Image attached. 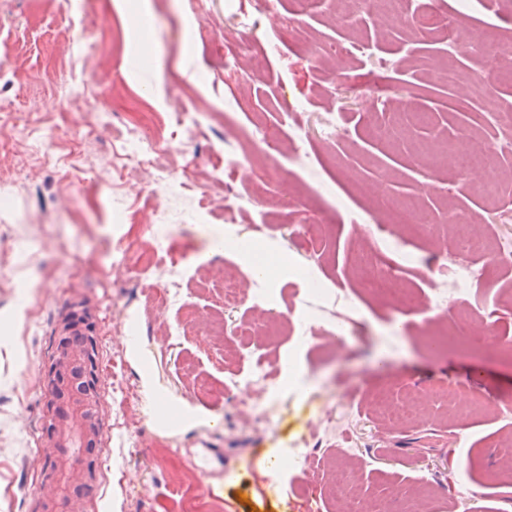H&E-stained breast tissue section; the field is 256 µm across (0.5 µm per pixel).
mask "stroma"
<instances>
[{
  "label": "stroma",
  "instance_id": "35a3bbf8",
  "mask_svg": "<svg viewBox=\"0 0 512 512\" xmlns=\"http://www.w3.org/2000/svg\"><path fill=\"white\" fill-rule=\"evenodd\" d=\"M458 24L466 45L369 15L358 0H0V512H35L46 494L42 466L44 374L62 314L86 303L100 377L102 438L88 512H156L159 502L199 494L194 468L170 456L195 439L223 449L214 481L222 512H512V265H494L439 319L416 309L427 282L452 278L460 258L448 227L476 220L489 242L512 245V83L495 74L512 49V0L470 10L461 0H413ZM248 44L261 68L236 67ZM346 57L333 52L336 44ZM83 87L81 103L70 102ZM342 117L335 140L320 137L329 106ZM185 112L155 168L128 160L131 135ZM56 146L45 153L42 135ZM480 135L490 147L493 198L467 173L430 167L423 141ZM248 158L263 201L225 207L222 160ZM409 201L428 226L391 223L359 190ZM330 185L332 195L322 192ZM179 263L181 295L157 305L146 242ZM285 254L270 280L274 322L255 335L247 299L224 301V275L252 273L217 235ZM412 259L400 281L417 307L398 308L381 273L387 241ZM128 250L129 267L112 256ZM305 268L322 291L310 296ZM345 313L349 338L332 337ZM496 329L482 342L477 314ZM311 315L322 333L302 341ZM296 374L249 420L256 388H234L259 356ZM150 371L165 395L205 418L184 427L150 413L140 391ZM352 449L342 458L338 447ZM311 448L307 468L270 477L264 462Z\"/></svg>",
  "mask_w": 512,
  "mask_h": 512
}]
</instances>
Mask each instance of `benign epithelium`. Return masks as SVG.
<instances>
[{"instance_id":"benign-epithelium-1","label":"benign epithelium","mask_w":512,"mask_h":512,"mask_svg":"<svg viewBox=\"0 0 512 512\" xmlns=\"http://www.w3.org/2000/svg\"><path fill=\"white\" fill-rule=\"evenodd\" d=\"M94 348V325L87 309L65 314L45 375L42 482L48 492L36 512H88L84 490L96 482L92 449L102 437ZM75 447L81 451L73 452Z\"/></svg>"}]
</instances>
